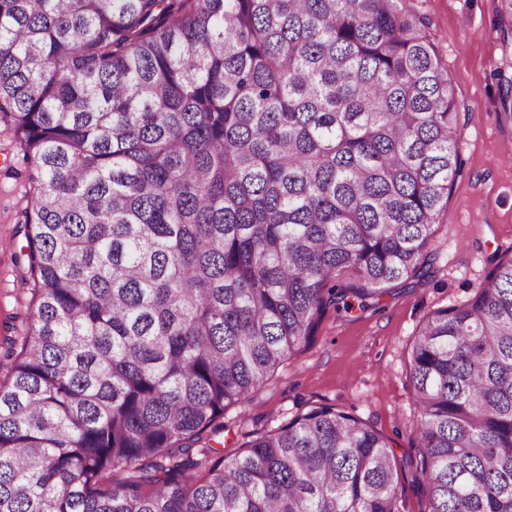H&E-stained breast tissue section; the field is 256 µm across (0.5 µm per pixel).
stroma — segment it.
I'll return each mask as SVG.
<instances>
[{
  "instance_id": "stroma-1",
  "label": "stroma",
  "mask_w": 512,
  "mask_h": 512,
  "mask_svg": "<svg viewBox=\"0 0 512 512\" xmlns=\"http://www.w3.org/2000/svg\"><path fill=\"white\" fill-rule=\"evenodd\" d=\"M426 16L428 34L455 89L462 173L438 216L437 259L425 284L391 285L376 305L327 310L313 340L289 356L249 400L224 413L209 444L231 455L257 434L310 406L331 404L387 436L399 463V487L411 512L419 493L412 427L419 411L410 382L411 346L433 310L464 303L483 282L493 253L512 251V116L500 100V78H512V11L504 0H406ZM20 146L0 135V381L5 357L30 314L29 274L14 263L25 243L17 222L28 184Z\"/></svg>"
}]
</instances>
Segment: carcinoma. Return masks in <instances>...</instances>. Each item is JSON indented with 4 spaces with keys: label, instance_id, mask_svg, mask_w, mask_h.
Returning a JSON list of instances; mask_svg holds the SVG:
<instances>
[{
    "label": "carcinoma",
    "instance_id": "1",
    "mask_svg": "<svg viewBox=\"0 0 512 512\" xmlns=\"http://www.w3.org/2000/svg\"><path fill=\"white\" fill-rule=\"evenodd\" d=\"M406 0H0L34 311L0 512H408L389 439L309 407L207 432L332 305L423 282L460 170ZM411 347L419 512H512V254Z\"/></svg>",
    "mask_w": 512,
    "mask_h": 512
}]
</instances>
